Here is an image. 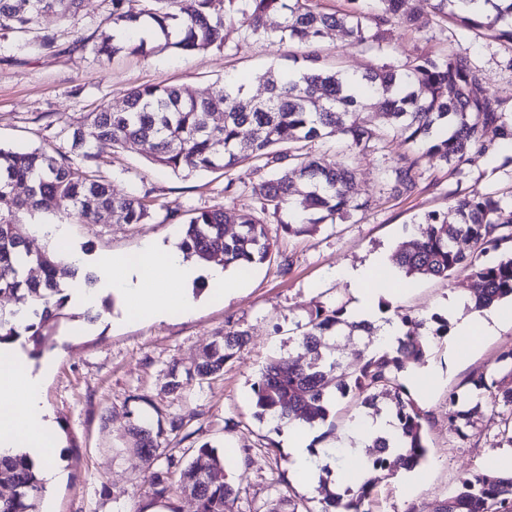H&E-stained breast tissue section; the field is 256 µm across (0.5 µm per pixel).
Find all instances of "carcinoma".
I'll return each instance as SVG.
<instances>
[{
	"label": "carcinoma",
	"instance_id": "obj_1",
	"mask_svg": "<svg viewBox=\"0 0 512 512\" xmlns=\"http://www.w3.org/2000/svg\"><path fill=\"white\" fill-rule=\"evenodd\" d=\"M83 0H0V30L19 39L31 38L45 50L55 48L57 37L35 34L38 19L55 13L63 20L76 14ZM105 27L81 40L82 48L95 54H148L144 39L130 41L118 34L136 27L149 29L163 48L175 53L206 52L224 47V25L238 24L245 36L265 38L304 49L303 67L294 75L265 72L268 96L245 105L243 86L226 83L207 97L197 98L176 85L147 84L127 93L120 110L102 106L88 113L71 134V149L80 160L43 148L18 151L0 147V295L15 298L16 307L0 309V344L23 337L40 354L45 337L52 334L68 313V286L92 287L95 272H79L69 262L62 244L37 254L30 250L21 218L55 202L69 215L91 216L102 222L116 218L125 224H142L151 217L155 200L148 195L116 196L112 183L101 175L89 145L109 141L123 151L149 145L151 160L174 173L192 175L216 169L229 172L243 162L255 164L258 181L251 193L260 211L276 218L287 233H309L326 222L348 219L368 207L353 194V163L374 154L389 137L397 136L411 148H425L461 173L475 154H486L497 145L512 144V117L501 99L484 86L480 71L463 52L435 55L417 49L404 56H390V29L396 23L409 26L411 15L401 11L402 0H346L343 11L326 12L320 0H224V12L214 0H107ZM461 0H431L435 17L456 28L494 37L512 44V0H484L486 11L472 13L459 6ZM341 28L383 62L358 76L361 87L348 90L349 74L340 71L318 46L324 31ZM381 100L385 122L368 126L351 120L361 112L363 87ZM224 113L221 125L211 124L212 114ZM338 137L345 143L348 160L336 165L312 146ZM288 148L279 150L283 142ZM419 158L398 156L382 169L381 177L394 196L410 195L419 179ZM25 187L21 194L18 188ZM456 222L433 211L427 213L415 232L420 241L401 245L396 263L407 277L448 279L468 268L479 281L475 308H488L512 299V254L486 260L505 237L504 224H512V210L490 193L457 185L450 193ZM301 212L300 222L284 219L289 204ZM166 219L184 225L179 249L189 258L222 262L243 268L266 260L273 244L262 222L251 215L238 217L241 230L225 238L230 220L220 208L181 211L166 207ZM35 258L43 277L24 275ZM404 335L397 346L362 356L354 369L337 360H327L324 338L345 326L349 331L372 335L365 322H349L341 306L320 307L298 336L303 353L294 360L272 357L252 384L258 416L278 430L284 424L324 421L329 416L331 382L335 392L351 397L367 414L386 411L394 434L378 436L367 444L377 455L366 468L389 475L414 469L426 454L427 411L399 383L398 374L424 357L429 340L415 334L425 325L406 312L398 313ZM243 340V333L226 330L220 340L206 348L195 367L196 375L208 378L224 370L225 361ZM501 376L472 378L478 390L489 392L494 403L512 411V347L496 359ZM130 434L144 455L146 479L151 493L165 499L173 488L192 496L198 512H226L235 487L226 480L224 455L208 444L198 448L207 459L206 468L190 464L160 466L154 458L152 429L138 415ZM0 512H37L36 502L45 484L25 455L0 456ZM375 487L368 477L355 489L342 494L322 487L319 510L305 512H368L364 509ZM432 512H512V473L477 471L460 481L448 498Z\"/></svg>",
	"mask_w": 512,
	"mask_h": 512
}]
</instances>
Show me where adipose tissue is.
I'll list each match as a JSON object with an SVG mask.
<instances>
[{
	"label": "adipose tissue",
	"instance_id": "1",
	"mask_svg": "<svg viewBox=\"0 0 512 512\" xmlns=\"http://www.w3.org/2000/svg\"><path fill=\"white\" fill-rule=\"evenodd\" d=\"M377 269L376 261H369L357 269L337 270V277L348 282L358 302V318L375 320L379 290L371 283ZM99 289L81 297L83 305H95L101 291L112 293L131 317L153 318L164 316L174 302L192 306V298L184 287L198 278L222 292H229L223 266L212 264L207 269L187 261L182 252L146 244L135 257L104 254L98 259ZM468 295H455L450 307L455 310L456 333L471 341L493 332L500 323L497 312L475 311ZM42 375L26 364L9 344L0 345V454H26L43 467L41 476L49 483H57L61 474L55 467L58 449L52 442V426L41 395Z\"/></svg>",
	"mask_w": 512,
	"mask_h": 512
}]
</instances>
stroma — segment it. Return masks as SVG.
<instances>
[{"label":"stroma","instance_id":"obj_1","mask_svg":"<svg viewBox=\"0 0 512 512\" xmlns=\"http://www.w3.org/2000/svg\"><path fill=\"white\" fill-rule=\"evenodd\" d=\"M418 8L413 28L394 27L391 44L396 51H467L485 86L512 107V69L506 66L512 44L437 25L429 0H419ZM104 11L103 0H84L69 21L47 14L37 28L56 34L66 47L93 35ZM321 43L345 72L359 74L376 62L341 30L326 31ZM301 55L297 47L244 40L237 27L225 28L220 50L113 57L79 50L45 53L36 43L0 31V146L70 151L66 127L78 126L100 106L122 107L127 92L144 84L182 86L204 97L215 85L232 80L244 84L249 97L262 99L267 95L262 74L271 68L297 71ZM406 150V144L394 138L357 162L355 194L368 200L365 212L297 236L284 235L273 218H265L272 255L248 271V286L236 296L210 295L201 279L192 287L193 310L138 323L123 320L120 305L108 295L91 322L83 319V306L71 301V319L60 323L32 361L34 368H49L43 397L60 441L63 473L58 483L47 487L37 504L39 512H196L190 495L176 493L166 500L152 496L129 434L131 416L137 412L164 428L158 439L160 463L186 466L196 461L197 449L205 443L225 454L226 472L237 489L230 512H290L294 503L317 507L316 486L301 484L290 474L287 429L273 430L256 414L251 385L260 370L269 358L295 356V338L316 307L353 310L356 298L348 283L336 278L337 268H355L373 256L392 260L401 243L416 241L414 227L425 214L452 213L448 193L456 185L496 193L503 205L512 204L511 144L473 156L456 176L434 158L421 157L415 193L392 199L380 171ZM92 151L115 195L146 193L155 199L152 219L145 224H101L60 213L51 203L28 220L32 250L50 244L40 234L42 225L61 224L67 252L81 254L91 268L99 255H132L150 241L177 247L180 226L166 221L167 208L257 212L250 192L257 180L254 166L240 165L228 174L215 170L184 176L152 163L145 146L127 153L101 141ZM229 179L238 188L230 196L224 193ZM477 284L470 271L460 270L447 280L406 279L401 294L379 299L383 318L401 310L425 319L421 332L429 336L430 345L422 364L434 375L421 403L428 413V456L419 468L422 481L411 491L400 478L379 480L368 502L370 512H406L410 506L415 512H431L470 473L512 469V447L502 443L508 410L494 404L489 394L481 395V411L465 434H458L448 420L449 394L467 393V379L494 369L499 353L512 347V319L476 346L453 331L438 332L439 322L450 318V297ZM227 330L245 332L247 343L225 363L223 373L204 380L195 377L183 389L171 390L172 369L194 368L204 349ZM349 406V399L337 398L329 421L315 424L314 456L326 448L351 447L353 428L345 417ZM174 418L180 426L172 431L168 424Z\"/></svg>","mask_w":512,"mask_h":512}]
</instances>
